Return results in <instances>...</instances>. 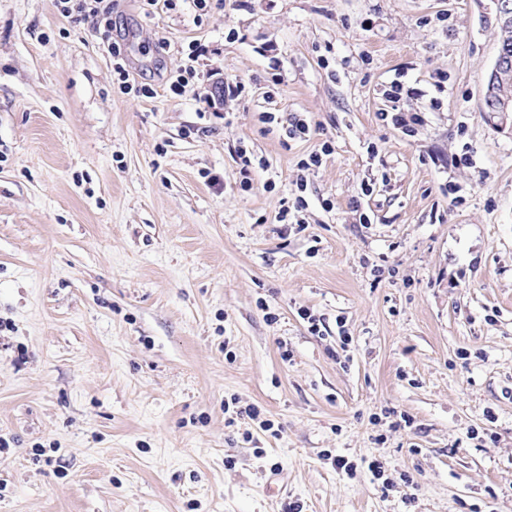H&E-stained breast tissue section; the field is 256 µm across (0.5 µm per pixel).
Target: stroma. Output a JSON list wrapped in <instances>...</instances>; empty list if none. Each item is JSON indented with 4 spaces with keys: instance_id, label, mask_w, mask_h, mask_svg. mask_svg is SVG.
Listing matches in <instances>:
<instances>
[{
    "instance_id": "stroma-1",
    "label": "stroma",
    "mask_w": 512,
    "mask_h": 512,
    "mask_svg": "<svg viewBox=\"0 0 512 512\" xmlns=\"http://www.w3.org/2000/svg\"><path fill=\"white\" fill-rule=\"evenodd\" d=\"M110 7L108 37L0 0V512H512L492 0ZM219 77L246 93L204 113ZM397 78L409 135L380 118ZM302 177L305 224L278 223ZM249 405L273 432L229 418Z\"/></svg>"
}]
</instances>
